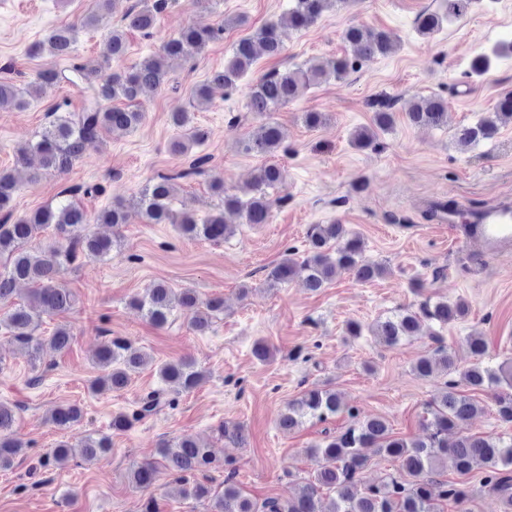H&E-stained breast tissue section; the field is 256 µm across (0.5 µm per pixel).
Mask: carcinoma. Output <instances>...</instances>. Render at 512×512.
I'll return each mask as SVG.
<instances>
[{
  "label": "carcinoma",
  "instance_id": "cac0c4a2",
  "mask_svg": "<svg viewBox=\"0 0 512 512\" xmlns=\"http://www.w3.org/2000/svg\"><path fill=\"white\" fill-rule=\"evenodd\" d=\"M111 0H94V9L81 17L85 28L97 27L109 10ZM163 0H137L136 6L127 10L121 24L112 28L102 57L104 64L77 63L73 58L74 27L54 29L46 40L34 47V53L44 52L68 62L62 69H48L39 74L37 81L23 89L8 81H0V105L11 102L18 109L29 104V98L40 97L47 90L61 84H80L88 95V105L80 113H51L52 120L43 128L37 139L23 149L22 154L34 153L40 168L32 174H65L82 154L86 142L101 133L133 132L145 119L144 103L149 96L168 82L167 60L194 58L224 35L229 27L242 24L239 17H226L212 28L188 26L176 36L163 41L158 52L144 58L127 69H112L110 62L120 60L126 52L125 30H137L147 36L157 26V15ZM443 12H424L416 19V29L422 36H430L443 28V24L467 13L474 0H442ZM348 0H288V26L307 29L322 13L336 4ZM345 40L353 47L354 57L339 56L307 67L298 66L275 71L254 82L248 93L247 108L264 119L248 141L242 143L248 154L274 156L283 144V134L271 113L296 101L307 89L329 77L342 79L354 71L356 62L372 61L395 50L387 33L365 25H353L345 32ZM283 52L279 26L268 24L253 35L239 40L231 56L224 61V69L215 71L205 83L192 88L189 106L195 110L209 108L217 91L233 89L248 74L261 54L275 57ZM512 55V40L499 43L491 53L479 54L470 62L475 75L486 72L492 59ZM406 120L418 126L440 127L448 125V102L438 96L413 100L405 112ZM171 123L182 135L170 144L172 153L183 155L189 144L204 138V133L190 126L191 113L178 109L170 113ZM512 122V93L498 97L487 112L479 113L476 121L456 129L455 139L464 146H477L491 139L499 125ZM395 125V114L385 109L374 112L373 126L356 130L351 144L358 150L373 147L378 132H387ZM208 163L201 156L193 167L174 175H159L151 179L134 202L119 201L112 208L99 213V224L119 226L129 223L131 214H137L147 224H172L182 237L221 242L234 233L225 214L237 215L241 223L258 226L270 222L274 200L269 190L283 185L284 169L269 163L257 169L251 181L238 192L224 191V181L212 177L211 189L221 198L217 211L204 218L189 212H177L172 207L177 186L183 179ZM18 182L9 171H0V332L13 342L25 347L31 357H37L43 345L58 351L70 347L72 333L68 326H58L51 336L36 335L42 317L58 315L72 309L75 296L61 283L63 272L80 255L99 261H110L122 254L123 242L113 237L91 234L86 211L72 198L71 190L61 192L59 199L28 215L12 219L11 202ZM53 228L57 239L40 252H32L27 245L43 230ZM308 255L299 260L290 250L285 258L273 266L267 275V286L275 288L303 278L307 288L317 291L328 284L337 269L350 271L357 280L369 282L381 276L384 268L364 257V243L360 235L334 221L316 224L308 235ZM31 283L33 288L26 301L13 302L15 287ZM131 304L141 310L146 319L156 327L173 324L171 317L179 311L188 319L197 333L208 331L214 320L224 311V300L219 297L203 300L196 290L180 291L156 284L142 295L131 299ZM470 310L464 299L450 301L427 299L418 310L399 313L379 320L370 332L380 341L394 346L404 339L420 335L422 326L428 325L429 335L438 337L440 330L464 319ZM467 344L474 358L465 369L457 366L451 349L438 345L419 358L414 371L427 378L436 374L448 377L445 387L424 404L422 426L424 435L405 439L393 436L387 421L381 417L360 418L350 413L352 422L343 431L327 435L311 454L317 462L313 480L302 488L293 499L268 498L258 504L247 498L234 483L233 473L224 478V492L210 495L207 487L197 484L185 493L197 498L211 497L209 512H444L442 503L453 500L462 502L469 497V490L456 482L440 479L441 470L452 463L455 470L465 475L474 466L484 468L482 487L504 503V512H512V434L488 438L466 431V427L479 410L476 401L464 394L460 387L471 390L491 391V399L499 420L512 426V360L506 359L492 367L484 363L487 345L481 336L467 337ZM148 361L146 353L135 349L123 340L114 338L96 354L95 363L104 374L91 384L94 392L125 389L132 373ZM162 383L173 385L180 391L195 389L204 379L203 372L195 368L191 359L168 361L158 367ZM167 390L156 388L144 395L138 409L132 414L120 413L112 417V429L122 431L133 421L156 412ZM344 408L335 390L313 387L288 402L279 425L292 431L310 416L320 422L336 416ZM82 417L76 405H57L49 409L48 421L60 430L70 428ZM17 407L0 403V470L10 469L24 450V443L17 436L15 425ZM224 439L240 448L246 447L247 435L240 424H224ZM111 448L106 434L91 433L78 444L60 443L48 459V464L63 469L69 461L79 457L92 462L105 455ZM366 448L400 463L399 469L382 476L378 481L362 485V473L368 464ZM160 460L141 463L130 470L132 484L150 490L160 473L167 471L186 481L211 464L209 448L199 441L186 437L177 441H164L159 448ZM334 493L329 509L322 505V491Z\"/></svg>",
  "mask_w": 512,
  "mask_h": 512
}]
</instances>
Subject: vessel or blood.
Wrapping results in <instances>:
<instances>
[{
  "instance_id": "b4317fda",
  "label": "vessel or blood",
  "mask_w": 512,
  "mask_h": 512,
  "mask_svg": "<svg viewBox=\"0 0 512 512\" xmlns=\"http://www.w3.org/2000/svg\"><path fill=\"white\" fill-rule=\"evenodd\" d=\"M428 204L435 210L434 223L447 225L456 241L476 245L488 256L512 248L511 198L473 210L447 207L438 196L430 197Z\"/></svg>"
}]
</instances>
